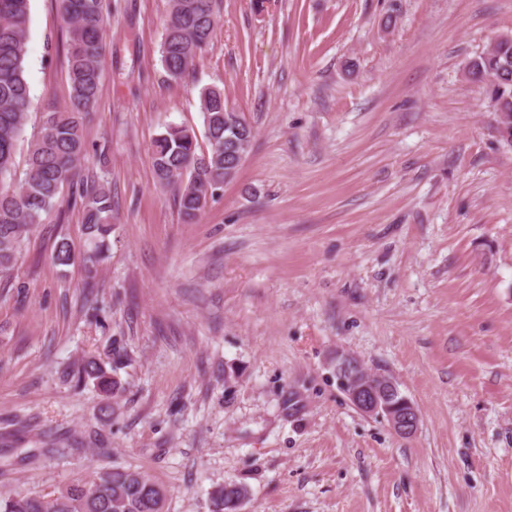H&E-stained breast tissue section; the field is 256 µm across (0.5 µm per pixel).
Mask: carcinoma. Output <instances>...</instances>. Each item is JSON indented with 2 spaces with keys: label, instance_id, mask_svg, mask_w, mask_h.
Listing matches in <instances>:
<instances>
[{
  "label": "carcinoma",
  "instance_id": "cac0c4a2",
  "mask_svg": "<svg viewBox=\"0 0 512 512\" xmlns=\"http://www.w3.org/2000/svg\"><path fill=\"white\" fill-rule=\"evenodd\" d=\"M67 28L69 102L46 112L42 127L29 144L27 168L15 177L14 154L32 106L25 76V47L30 34V0H0V283L12 287L11 276L31 228L55 206L69 185L74 202L84 211L83 261L88 278L108 250L112 233V193L81 176L87 147L83 122L95 106L102 77L104 29L111 5L106 0H58ZM171 10L160 46L168 76L180 80L195 68L197 53L212 39L219 13L217 0H170ZM468 79L489 88L497 128L512 145V35L495 39L465 66ZM200 109L208 149L194 131L167 124L153 142L150 160L158 183L174 191V201L187 222L194 221L207 201L221 196L235 179L232 154L249 153L253 129L224 103V91L200 92ZM123 357L104 361L88 357L67 373L80 388L91 382L111 400L120 389L114 368ZM165 490L147 473L101 467L89 480H77L45 494L0 497V512H162ZM248 488L227 482L209 492L210 512H241Z\"/></svg>",
  "mask_w": 512,
  "mask_h": 512
}]
</instances>
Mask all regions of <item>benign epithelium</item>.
<instances>
[{
    "label": "benign epithelium",
    "mask_w": 512,
    "mask_h": 512,
    "mask_svg": "<svg viewBox=\"0 0 512 512\" xmlns=\"http://www.w3.org/2000/svg\"><path fill=\"white\" fill-rule=\"evenodd\" d=\"M333 370L342 392L359 412L386 417L391 429L399 436L410 437L417 432L419 414L416 407L407 397L394 401L399 388L393 380L368 371L360 359L345 353L336 354Z\"/></svg>",
    "instance_id": "obj_1"
}]
</instances>
